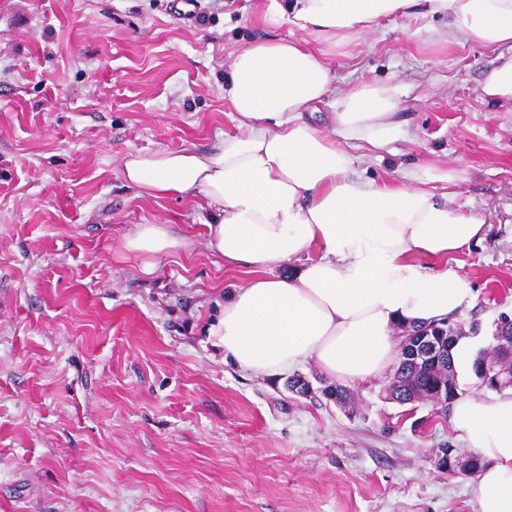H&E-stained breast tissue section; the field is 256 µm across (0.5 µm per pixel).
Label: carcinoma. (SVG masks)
Instances as JSON below:
<instances>
[{
  "mask_svg": "<svg viewBox=\"0 0 512 512\" xmlns=\"http://www.w3.org/2000/svg\"><path fill=\"white\" fill-rule=\"evenodd\" d=\"M428 330L431 335L441 339V353L428 363H420L413 358V342L403 337L401 360L390 381L389 399L399 403L426 400L446 410L459 395L458 374L451 350L462 335L457 333L456 324L449 320L440 325H430ZM491 352L496 361H512V326L496 321L492 345L479 351L472 365V372L481 386L499 391L508 384L495 373L485 371V363Z\"/></svg>",
  "mask_w": 512,
  "mask_h": 512,
  "instance_id": "1",
  "label": "carcinoma"
}]
</instances>
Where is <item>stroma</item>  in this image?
Here are the masks:
<instances>
[{
  "instance_id": "1",
  "label": "stroma",
  "mask_w": 512,
  "mask_h": 512,
  "mask_svg": "<svg viewBox=\"0 0 512 512\" xmlns=\"http://www.w3.org/2000/svg\"><path fill=\"white\" fill-rule=\"evenodd\" d=\"M0 512H472L471 477L439 470L461 448L428 401L389 400L391 373L346 384L314 365L256 377L207 334L246 276L207 247L202 197L152 198L128 155L214 150L238 123L224 72L248 44L289 36L261 0H0ZM439 34L430 41L426 31ZM442 18L390 21L333 57L336 88L396 89L397 132L353 141L358 172L430 183L484 217L457 264L478 293L463 326L491 338L512 313V102L483 90L496 48L447 41ZM168 224L192 251L124 248Z\"/></svg>"
}]
</instances>
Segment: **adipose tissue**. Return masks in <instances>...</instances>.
<instances>
[{
    "label": "adipose tissue",
    "instance_id": "ef3b65f1",
    "mask_svg": "<svg viewBox=\"0 0 512 512\" xmlns=\"http://www.w3.org/2000/svg\"><path fill=\"white\" fill-rule=\"evenodd\" d=\"M271 38L237 52L224 97L238 119L212 151L130 155L125 179L144 194L202 196L209 248L248 280L226 290L209 334L224 356L264 377L307 364L339 382L380 377L401 356V327L454 319L477 301L450 262L482 240L485 222L428 188L454 182L430 169L396 183L357 174L349 141L378 147L396 127L393 88L357 84L334 94L329 60L385 22L447 17L462 44L500 53L484 94L512 101V0H262ZM329 103L326 128L305 110ZM169 225L141 224L125 250L158 256L191 249ZM451 428L484 463L472 482L474 512H512V389L458 396Z\"/></svg>",
    "mask_w": 512,
    "mask_h": 512
}]
</instances>
